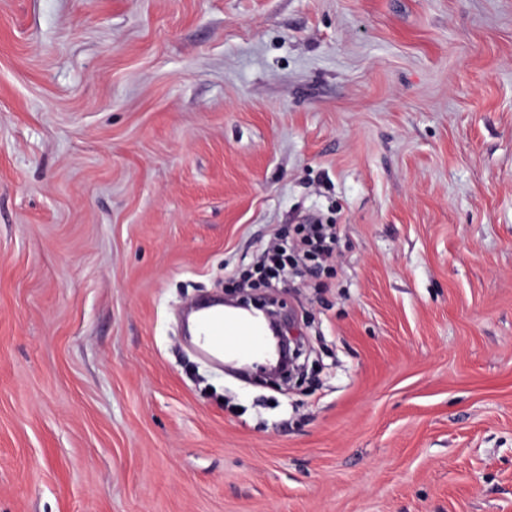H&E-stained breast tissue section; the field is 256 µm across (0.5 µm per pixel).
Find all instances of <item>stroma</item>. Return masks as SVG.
Listing matches in <instances>:
<instances>
[{
	"label": "stroma",
	"mask_w": 512,
	"mask_h": 512,
	"mask_svg": "<svg viewBox=\"0 0 512 512\" xmlns=\"http://www.w3.org/2000/svg\"><path fill=\"white\" fill-rule=\"evenodd\" d=\"M0 512H512V0H0ZM298 235L299 237L289 245L295 261L298 262L307 258L322 259L332 256V244L336 235L334 226L303 224ZM269 302L255 303L254 307L263 312L264 317L269 322L273 332L276 359L263 366L262 373L271 380L285 378L290 372V368L294 365L299 354V336L294 332V326L286 322V315H282L278 311L267 309ZM294 345L292 349L291 345ZM221 307L215 309L199 319V341L195 343L198 356L214 364L224 363V354L237 357H250L264 350V337L262 331L255 326H246L238 319L225 316L224 313L241 316L250 326L259 323L248 314L234 309Z\"/></svg>",
	"instance_id": "35a3bbf8"
}]
</instances>
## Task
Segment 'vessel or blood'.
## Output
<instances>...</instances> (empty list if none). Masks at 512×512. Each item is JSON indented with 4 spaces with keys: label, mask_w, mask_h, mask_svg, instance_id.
Returning a JSON list of instances; mask_svg holds the SVG:
<instances>
[{
    "label": "vessel or blood",
    "mask_w": 512,
    "mask_h": 512,
    "mask_svg": "<svg viewBox=\"0 0 512 512\" xmlns=\"http://www.w3.org/2000/svg\"><path fill=\"white\" fill-rule=\"evenodd\" d=\"M198 356L214 364H222L225 355L249 357L263 351L264 337L258 327L245 326L240 320L225 316L216 309L199 320Z\"/></svg>",
    "instance_id": "b4317fda"
}]
</instances>
